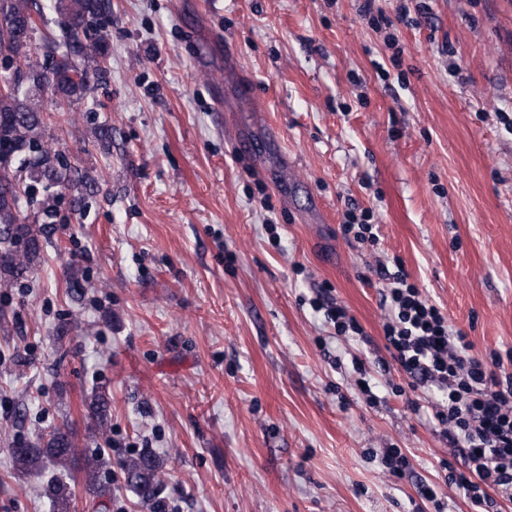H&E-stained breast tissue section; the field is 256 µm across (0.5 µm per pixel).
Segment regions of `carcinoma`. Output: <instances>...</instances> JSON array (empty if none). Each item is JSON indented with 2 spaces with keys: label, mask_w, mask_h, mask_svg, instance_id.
Segmentation results:
<instances>
[{
  "label": "carcinoma",
  "mask_w": 512,
  "mask_h": 512,
  "mask_svg": "<svg viewBox=\"0 0 512 512\" xmlns=\"http://www.w3.org/2000/svg\"><path fill=\"white\" fill-rule=\"evenodd\" d=\"M63 17L61 43L46 47L44 60L27 63L34 31L42 18L31 0H0V58L16 62L14 72L0 75V285L10 288L25 278L41 256L42 243L53 233L57 200L72 191L71 206H86L95 180L76 168L64 165L61 155L45 138L41 100H78L94 90V80L107 72L109 39L102 17L105 0H55L52 5ZM43 191L40 210L33 217L21 214L20 196L34 197ZM24 244L15 248V241ZM90 415L103 427L111 417L110 403L93 394ZM16 465L39 473L45 464H73L79 460L72 432L59 426L40 434L37 441L12 448ZM105 449L84 456L83 469L88 490L111 496V487L99 479ZM127 487L144 504L158 501L163 464L146 451L124 464ZM57 512H70L71 492L62 483L48 485Z\"/></svg>",
  "instance_id": "carcinoma-1"
}]
</instances>
